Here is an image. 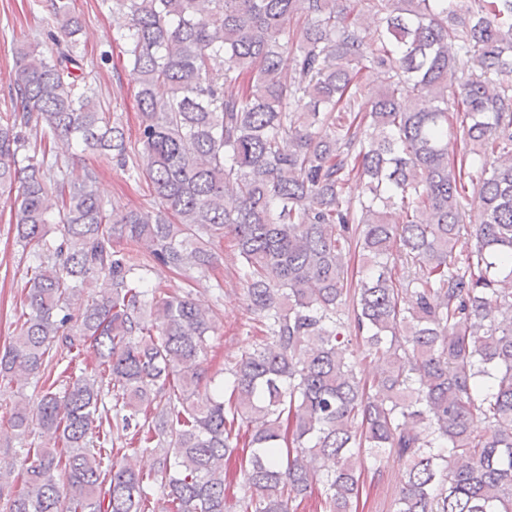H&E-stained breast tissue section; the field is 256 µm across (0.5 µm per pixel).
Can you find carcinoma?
Masks as SVG:
<instances>
[{
    "label": "carcinoma",
    "mask_w": 512,
    "mask_h": 512,
    "mask_svg": "<svg viewBox=\"0 0 512 512\" xmlns=\"http://www.w3.org/2000/svg\"><path fill=\"white\" fill-rule=\"evenodd\" d=\"M112 12L139 75L136 142L85 79L69 0L45 19L53 47L16 42L0 112V199L35 257L0 377L47 384L36 406L13 402L4 429L60 445L24 449L7 512H147L149 477L114 461L127 436L163 452L173 512H226L224 465L241 445L238 512H297L314 495L322 512H356V449L376 471L404 463L394 512H512V0ZM373 68L387 73L379 90L364 82ZM52 139L144 169L158 207L107 212L93 169L48 162ZM354 181L363 191L347 198ZM227 236L266 340L198 405L215 316L145 276L152 263L204 274ZM100 277L109 291L84 296ZM86 345L96 371L46 373ZM330 456L335 469L315 466Z\"/></svg>",
    "instance_id": "obj_1"
}]
</instances>
